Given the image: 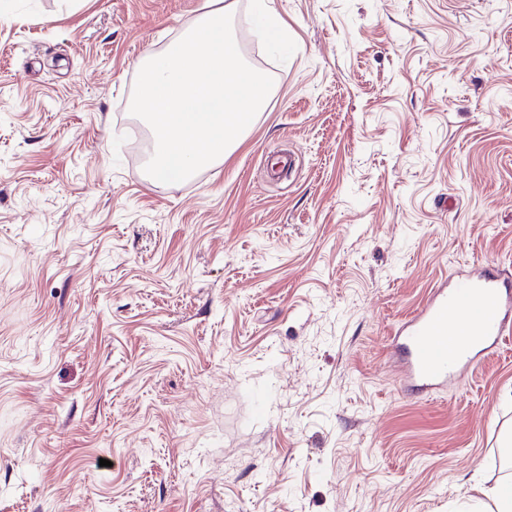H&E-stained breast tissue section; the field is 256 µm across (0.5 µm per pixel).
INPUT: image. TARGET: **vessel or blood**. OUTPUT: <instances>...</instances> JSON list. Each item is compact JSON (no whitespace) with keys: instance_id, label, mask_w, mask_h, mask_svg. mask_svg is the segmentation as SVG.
I'll return each instance as SVG.
<instances>
[{"instance_id":"vessel-or-blood-1","label":"vessel or blood","mask_w":512,"mask_h":512,"mask_svg":"<svg viewBox=\"0 0 512 512\" xmlns=\"http://www.w3.org/2000/svg\"><path fill=\"white\" fill-rule=\"evenodd\" d=\"M512 335V282L490 267L433 291L396 331L397 372L408 390L446 387Z\"/></svg>"}]
</instances>
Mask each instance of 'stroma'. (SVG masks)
Instances as JSON below:
<instances>
[{
	"label": "stroma",
	"instance_id": "1",
	"mask_svg": "<svg viewBox=\"0 0 512 512\" xmlns=\"http://www.w3.org/2000/svg\"><path fill=\"white\" fill-rule=\"evenodd\" d=\"M206 2L0 0V512H485L512 337L426 395L389 339L512 277V0H235L273 92L153 182L135 80ZM262 3L253 15L255 27L264 35L268 42L279 45L284 36V29L279 15L267 6L265 0H256Z\"/></svg>",
	"mask_w": 512,
	"mask_h": 512
}]
</instances>
